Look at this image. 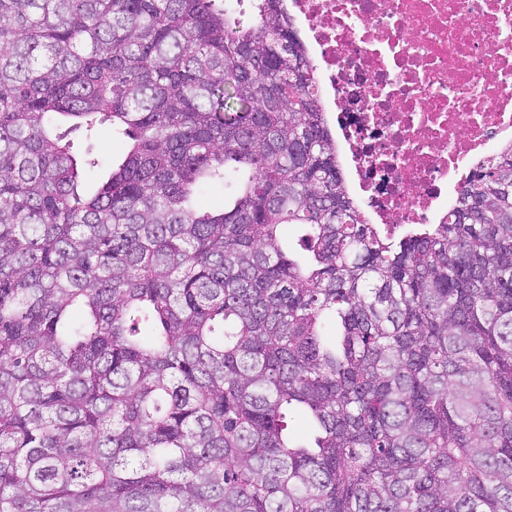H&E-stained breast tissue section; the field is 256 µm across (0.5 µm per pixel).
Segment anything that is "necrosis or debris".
<instances>
[{"instance_id": "obj_1", "label": "necrosis or debris", "mask_w": 512, "mask_h": 512, "mask_svg": "<svg viewBox=\"0 0 512 512\" xmlns=\"http://www.w3.org/2000/svg\"><path fill=\"white\" fill-rule=\"evenodd\" d=\"M365 223L444 224L512 148V0H286Z\"/></svg>"}]
</instances>
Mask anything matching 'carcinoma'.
Masks as SVG:
<instances>
[{"label":"carcinoma","mask_w":512,"mask_h":512,"mask_svg":"<svg viewBox=\"0 0 512 512\" xmlns=\"http://www.w3.org/2000/svg\"><path fill=\"white\" fill-rule=\"evenodd\" d=\"M250 2L0 0V512H512V149L365 223Z\"/></svg>","instance_id":"cac0c4a2"}]
</instances>
